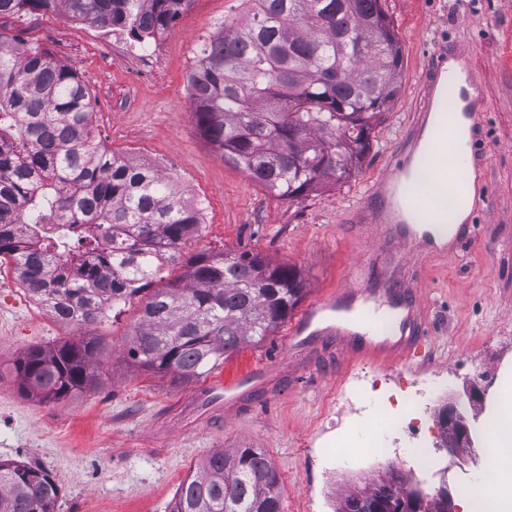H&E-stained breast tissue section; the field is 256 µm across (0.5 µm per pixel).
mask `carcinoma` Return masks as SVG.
<instances>
[{
	"instance_id": "1",
	"label": "carcinoma",
	"mask_w": 512,
	"mask_h": 512,
	"mask_svg": "<svg viewBox=\"0 0 512 512\" xmlns=\"http://www.w3.org/2000/svg\"><path fill=\"white\" fill-rule=\"evenodd\" d=\"M186 0H0V19L65 12L140 41L162 34ZM189 76L202 135L226 163L293 200L349 179L399 88L403 52L382 0H246ZM92 96L75 65L0 33V261L8 258L57 321L88 327L141 301L129 356L141 369L197 379L288 319L299 270L260 253L183 250L203 222L159 169L97 141ZM26 228L21 229L19 225ZM184 264L179 279L164 270ZM94 338L28 351L19 387L63 399L99 382ZM44 469L0 460V512H55ZM417 498L393 469L381 489L347 491L338 512ZM171 512H282L279 477L258 448L218 451L178 486Z\"/></svg>"
}]
</instances>
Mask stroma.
Masks as SVG:
<instances>
[{
	"label": "stroma",
	"mask_w": 512,
	"mask_h": 512,
	"mask_svg": "<svg viewBox=\"0 0 512 512\" xmlns=\"http://www.w3.org/2000/svg\"><path fill=\"white\" fill-rule=\"evenodd\" d=\"M403 51L400 89L371 134V148L345 182L288 201L224 163L198 130L187 76L209 33L242 19L240 0H188L151 56L114 48L96 25L64 13L0 19V33L38 43L74 64L94 98L93 133L135 162L159 167L193 201L205 222L186 255L254 251L275 264L296 266L304 297L272 336L241 348L198 379L141 370L127 355L139 300L99 325L75 329L36 314L22 290L0 286V459L47 470L60 488L55 512H170L180 482L213 452L258 448L277 471L283 512H335L343 494L385 476L386 463L370 465L360 450L374 437L394 448L398 468L424 490L444 486L463 498L458 484L484 490L492 470L481 435L459 457L450 476L412 467L407 436L383 421L366 423L358 404L394 408L421 418L434 434L440 407L453 403L467 425L489 419L512 378V0H384ZM468 44L482 79L488 109L487 148L480 173L483 209L473 218L476 236L439 259L404 253L397 236L372 244L343 221L357 204L372 203V188L411 128L418 77L442 46ZM351 295H344L348 285ZM420 304L429 334L412 359L346 363L331 344L291 349L287 338L315 304L317 317L353 328V316L387 296ZM96 338L100 381L63 400L23 394L14 364L35 347ZM278 361L299 374L276 378L273 397L252 393L246 404L208 422L185 419L201 396ZM347 443L335 451L337 439Z\"/></svg>",
	"instance_id": "obj_1"
}]
</instances>
